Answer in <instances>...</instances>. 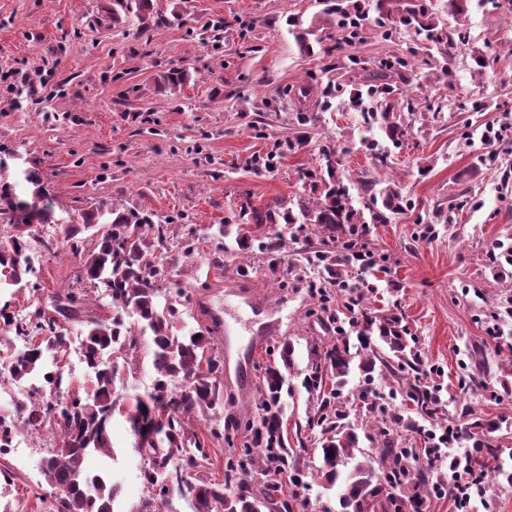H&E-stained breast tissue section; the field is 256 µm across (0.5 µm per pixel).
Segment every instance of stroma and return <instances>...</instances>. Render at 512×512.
I'll list each match as a JSON object with an SVG mask.
<instances>
[{"instance_id":"obj_1","label":"stroma","mask_w":512,"mask_h":512,"mask_svg":"<svg viewBox=\"0 0 512 512\" xmlns=\"http://www.w3.org/2000/svg\"><path fill=\"white\" fill-rule=\"evenodd\" d=\"M152 8L159 16L180 11L181 18L144 30L132 14L113 24L112 0H0V74L12 75L0 81V153L11 158L0 181L26 193L23 170L38 171L54 213L39 289L15 296L14 311L50 305L75 286L79 262L63 244L64 229L99 202L194 225L195 256L184 257L178 237L158 253L192 298L244 266L254 288L277 305L281 334L265 337L256 351L249 308L231 297L211 299L225 319L213 332L224 354V398L236 418L247 419L258 367L279 337L294 344L297 384L310 347L326 331L308 316L305 290L282 288L284 272L243 252L218 254L209 234L243 202L262 208L296 201L302 169L317 165L318 146L329 140L345 151L343 178L367 173L414 201L413 211L370 227V248L390 259L376 281V303L398 305L426 366L439 367L428 382L449 415L467 406L507 420L493 440L500 465L512 472V395L504 393L512 386V316L503 312L512 301V266L494 268L488 259L496 243H512V135L491 145L482 140L487 126L512 116V0L474 2L465 15L447 16L468 42L449 60V72L436 63L418 68L409 88L417 110L412 128L384 167L360 147V80L342 64L351 54L368 63L408 54L421 44L414 30L389 40L375 30L351 47L337 45L329 28L321 47L304 54L285 20L311 21L318 0H152ZM478 50L495 57L494 67L478 71ZM174 66L189 78L172 95L158 83ZM333 80L343 90L319 112L315 136L283 155L274 172L256 171L253 157L291 133L294 113L316 110ZM305 82L315 91L297 98ZM461 194L471 200L464 209L454 205ZM111 437L107 475L129 510L149 498L141 479L146 461L123 417L114 418ZM44 454L32 448L0 457L16 475L7 499L20 512H43L40 500L51 492Z\"/></svg>"}]
</instances>
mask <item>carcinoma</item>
Masks as SVG:
<instances>
[{"instance_id":"1","label":"carcinoma","mask_w":512,"mask_h":512,"mask_svg":"<svg viewBox=\"0 0 512 512\" xmlns=\"http://www.w3.org/2000/svg\"><path fill=\"white\" fill-rule=\"evenodd\" d=\"M323 24L303 27L289 18L299 49L310 53L313 44L323 42V30L334 26L340 43L364 40L371 29L365 0H320ZM378 27L388 35L413 29L431 43L432 60H448V50L466 40L461 28L448 29L433 8V0H374ZM134 14L146 30L157 23L151 0H113L112 22ZM414 75L413 63L381 64L364 74L366 95L375 99L376 110L365 113L366 122L379 124L387 139L402 145L410 124L404 115H414L415 106L407 87ZM186 71L172 68L161 76L164 89L176 91L185 83ZM319 120L316 112H299L300 130L280 142L254 162L259 171L273 170L276 158L295 152L307 141L309 130ZM318 165L301 172L309 192L294 206L284 201L258 209L240 205L237 221L218 225L216 240L234 237L238 250L259 255L275 271L288 242L300 239L315 245L297 254L292 268L298 275L303 267L319 269V277L306 283L311 298L319 303L320 317L336 333L327 344H313L301 386L307 394L305 423H295L297 448L313 449L320 465L314 474L318 482L340 488L342 512H389L395 492L412 489L408 497L411 512H423L426 495L433 492L434 473L416 467L419 450L404 447L402 435L421 438L425 448L433 444V427L446 426L448 411L441 400L426 390L423 359L417 339L401 325L394 313L370 305L376 295L369 269L387 272L385 257L369 248L368 224H387L394 215L414 209L413 200L400 188L369 176L345 182L336 177L340 166L338 149L321 144ZM24 179L34 187L31 199L16 188L0 185V204L11 214L10 245L0 248V291L15 296L27 289L38 290L28 267L29 240L34 223L46 224L50 206L43 204L38 172L25 170ZM360 207H355V204ZM107 232L96 235L99 227ZM187 240L185 252L195 245L191 224H157L153 216L137 210H120L102 203L80 215V222L66 229L64 243L79 259L77 282L89 285L110 299L111 316L103 319L91 313L88 288H69L55 296L49 308L35 307L24 318L9 312L10 301L0 306V319L14 332L9 342L19 339L21 352H11L0 361V381L16 384L40 381L41 385L14 401L13 415L0 416V424L11 419L34 427L56 428L57 443L42 459L43 473L49 475L53 492L46 512H114L117 487L107 484L103 473L90 474L86 459L98 454L112 457L109 429L119 403L127 406L123 417L135 438V449L146 457L149 467L143 480L151 501L138 512H155L153 502L165 500L179 473L195 476L193 512H213V502L224 503V512H265L272 507L292 512V505L276 498L283 492L282 481L301 483L300 456L294 452L286 425L282 395L294 397L296 389L285 372L294 368L293 344L277 345L280 362H266L256 389L257 420L245 427L236 441L229 430L238 425L224 422V353L215 347L210 329L179 334L178 325L187 313L190 295L175 282L161 278L153 256L164 245L172 229ZM340 303H335V300ZM85 340L88 382L74 380L62 364L71 328ZM356 338L364 357L358 364L363 381L381 371L397 383L395 390L415 405L416 417H404L389 402L370 399L371 389L346 390L356 354ZM149 358L155 383L144 398L131 399L117 386L122 375L132 370L141 356ZM370 415L375 433L367 436L374 454L360 452L359 437L351 415ZM460 434L477 449L483 466L497 461L488 435L501 423L488 421L464 408L459 414ZM208 423V436L194 423ZM221 442L229 448L224 476L207 475L210 444Z\"/></svg>"}]
</instances>
